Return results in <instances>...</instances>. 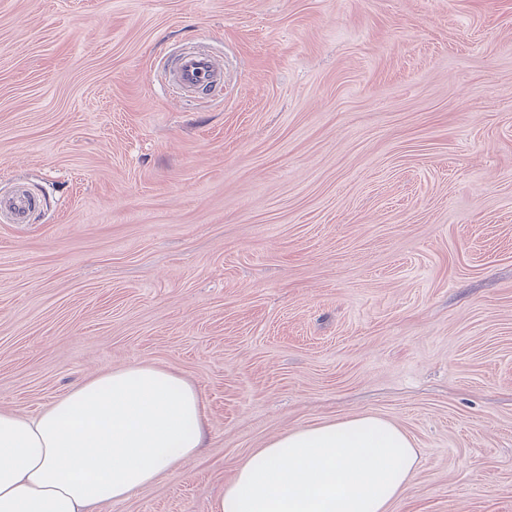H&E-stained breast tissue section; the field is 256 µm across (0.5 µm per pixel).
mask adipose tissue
<instances>
[{"label": "adipose tissue", "mask_w": 512, "mask_h": 512, "mask_svg": "<svg viewBox=\"0 0 512 512\" xmlns=\"http://www.w3.org/2000/svg\"><path fill=\"white\" fill-rule=\"evenodd\" d=\"M196 388L150 363L108 370L33 416L0 411V512H96L204 447ZM410 438L378 416L299 428L237 467L213 512H389Z\"/></svg>", "instance_id": "1"}]
</instances>
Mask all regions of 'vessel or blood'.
<instances>
[{
    "label": "vessel or blood",
    "mask_w": 512,
    "mask_h": 512,
    "mask_svg": "<svg viewBox=\"0 0 512 512\" xmlns=\"http://www.w3.org/2000/svg\"><path fill=\"white\" fill-rule=\"evenodd\" d=\"M165 79L181 95L211 92L224 87V65L205 50L181 53L166 71ZM38 206V199L28 188L19 186L8 196L0 197V219L14 224L28 223Z\"/></svg>",
    "instance_id": "1"
}]
</instances>
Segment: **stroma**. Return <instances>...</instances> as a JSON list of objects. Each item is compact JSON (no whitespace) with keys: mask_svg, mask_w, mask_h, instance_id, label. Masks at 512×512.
<instances>
[{"mask_svg":"<svg viewBox=\"0 0 512 512\" xmlns=\"http://www.w3.org/2000/svg\"><path fill=\"white\" fill-rule=\"evenodd\" d=\"M210 48L184 103L165 54ZM0 411L147 362L209 437L100 512H212L345 416L418 462L390 512H512V0H0ZM37 206L36 195L28 188L18 186L10 195L0 197V219L13 224H27Z\"/></svg>","mask_w":512,"mask_h":512,"instance_id":"obj_1","label":"stroma"}]
</instances>
